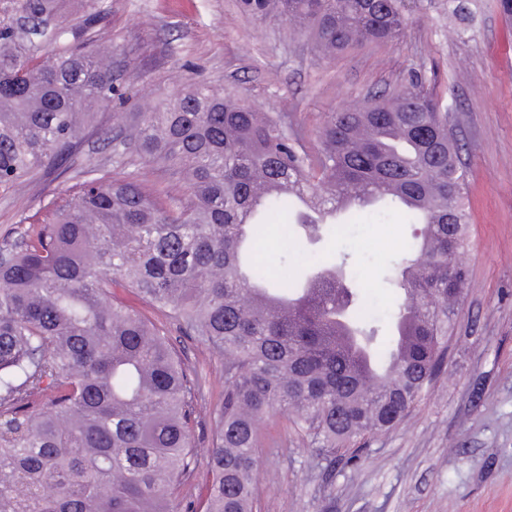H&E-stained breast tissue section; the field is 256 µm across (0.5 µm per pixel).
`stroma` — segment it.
<instances>
[{
    "label": "stroma",
    "instance_id": "1",
    "mask_svg": "<svg viewBox=\"0 0 512 512\" xmlns=\"http://www.w3.org/2000/svg\"><path fill=\"white\" fill-rule=\"evenodd\" d=\"M408 0V25L393 43L354 45L331 57L311 37L259 25L236 0H98L104 19L90 39L111 40L125 100L122 132L147 107L205 81L266 112H282L307 148L326 113L389 94L420 77L462 140L468 171L470 243L461 254L470 288L455 305L445 367L397 426L336 453L315 454L285 415L269 417L257 449L254 512H512V19L497 0ZM119 140L89 137L63 173L39 175L0 193V239L68 190L91 164L115 168ZM414 225L361 213L318 245L289 243L277 219L263 228L267 256L288 254L298 278L310 255L346 258L381 310L394 304L385 277L413 239ZM202 378L194 432L199 451L215 435L224 359L184 342Z\"/></svg>",
    "mask_w": 512,
    "mask_h": 512
}]
</instances>
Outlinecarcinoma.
Returning a JSON list of instances; mask_svg holds the SVG:
<instances>
[{
  "label": "carcinoma",
  "instance_id": "1",
  "mask_svg": "<svg viewBox=\"0 0 512 512\" xmlns=\"http://www.w3.org/2000/svg\"><path fill=\"white\" fill-rule=\"evenodd\" d=\"M0 0V191L108 135L99 110L122 96L112 49L89 43L97 0ZM259 24L311 32L324 56L403 35L405 0H237ZM448 110L418 81L328 112L316 157L280 112L213 86L177 90L132 127L123 167H91L49 197L0 263V512H252L264 422L291 418L319 452L399 423L442 371L469 272L466 171ZM348 194L420 225L388 277L381 318L361 282L314 260L300 284L270 267L259 230L281 214L309 240ZM124 288L224 357L202 501L179 488L197 465L198 379L163 327L117 301ZM349 329L342 345L336 323Z\"/></svg>",
  "mask_w": 512,
  "mask_h": 512
}]
</instances>
